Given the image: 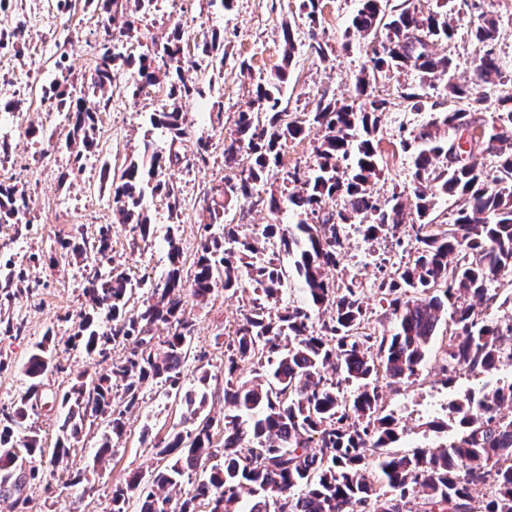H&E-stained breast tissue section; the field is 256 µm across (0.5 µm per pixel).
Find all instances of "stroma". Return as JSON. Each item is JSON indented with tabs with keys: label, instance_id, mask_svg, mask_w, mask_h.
<instances>
[{
	"label": "stroma",
	"instance_id": "1",
	"mask_svg": "<svg viewBox=\"0 0 512 512\" xmlns=\"http://www.w3.org/2000/svg\"><path fill=\"white\" fill-rule=\"evenodd\" d=\"M59 0H7L0 7V32L8 38L0 49V141L9 145L0 154V182L24 189L29 224L16 228L0 225V277L13 274L15 287L23 294L0 307V316L22 326L20 335L0 333V410L10 409L25 387L22 366L46 330H53V361L42 378V395L28 426L45 446H53L64 412L54 397L76 377L110 373L113 364L126 354L125 344L110 345L107 357L87 354L73 347L69 338L89 304L84 288L89 266L81 260L55 261L59 239L81 228L86 239L108 232L111 248L103 266H121L135 281L143 282L138 299L150 295L151 285L160 283L168 269V238H175L184 271H192L204 224L210 223L212 202L218 187L231 169L224 159L239 112L253 109L255 84L260 77L280 66L288 68V108L297 115L310 111L324 95L344 101L356 95L354 78L367 60L370 43L349 39L345 29L360 0H322L316 28H309L302 0H232L222 8L216 0H157L156 10L132 12L128 0H120L111 30H104L91 10L84 7L66 11ZM497 16L500 29L496 51L512 70V0H467L456 19L457 31L451 41L435 46L438 55L451 57L448 71L421 80L412 70L393 72L371 82V95L390 100L391 108L381 118L378 152L383 171L375 189L381 195L402 189L411 179V161L403 152L398 130H413L426 115L411 109L400 97L403 87L425 84L433 100H441L447 84L469 83L474 47L469 36L471 20L481 13ZM294 32L295 50L291 64H284L283 26ZM183 34V54L192 66L186 73L197 90L183 105L188 138L183 145L188 166L177 168L172 180L181 205L170 210L160 196H145L142 208L150 232L135 237L130 225L121 223L112 203V193L102 180L104 167L120 170L126 159L144 149L168 146L164 129L152 127L150 113L167 109L165 85L134 93L133 68L122 67L109 94L107 108H99V94H86L84 101L97 112L96 154L87 156L82 170H75V148L66 144L70 130L62 113L42 99L44 86L58 82L64 87L82 86L89 81L106 37L132 55H140L164 42L173 30ZM219 38L224 55L222 71H213L197 60V44ZM328 46L326 58L311 54V40ZM311 130L301 141L289 142L284 165L267 176L265 188L286 189L284 171L316 162L314 148L320 138ZM209 144L205 156H198V140ZM344 270L362 284L361 296L369 320L377 329L391 326L385 304L379 303L372 283L382 258H399L394 237L365 242L356 232L344 241ZM254 295L225 294L215 286L204 302L186 297V315L195 325L194 356L182 369L186 387L196 386L200 370H207L210 397L205 406L215 417L224 414V341L232 334L243 314L253 307ZM483 377L462 374L446 385L438 352H431L416 379L385 386L389 410L399 425L400 438L390 453L409 454L419 448L446 443L451 430H437L431 423L447 419L449 402L467 391L479 390ZM183 410L168 399L160 387L142 388L138 407L124 416L125 434L115 441L104 459H97L99 442L106 430L104 420L86 424L72 454L73 468L84 471L82 483L67 484L61 468L41 462V479L28 481L20 495L28 501L27 512H111L112 489L135 473H148L158 464L155 448L167 441L173 430L193 429L183 420Z\"/></svg>",
	"mask_w": 512,
	"mask_h": 512
}]
</instances>
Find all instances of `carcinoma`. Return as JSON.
Returning a JSON list of instances; mask_svg holds the SVG:
<instances>
[{"instance_id":"1","label":"carcinoma","mask_w":512,"mask_h":512,"mask_svg":"<svg viewBox=\"0 0 512 512\" xmlns=\"http://www.w3.org/2000/svg\"><path fill=\"white\" fill-rule=\"evenodd\" d=\"M104 29L112 26L113 0H86ZM389 0H361L346 29L348 37L377 38L385 30L383 51L368 55L367 65L356 77V92L366 93L369 77L412 69L421 79L450 69L448 57L436 56L431 47L455 35L452 25L456 0H435L422 12L412 0L387 8ZM499 19L482 14L471 28L475 45L472 71L486 85L503 82L507 71L494 51ZM285 44L280 67L269 79L256 84V112H240L236 136L224 148L225 162L241 167L224 179V197L241 199L276 215L288 208L297 222L288 227L281 242L289 258L284 266L264 258L267 240L279 225H265L261 232L246 225H204L193 275H183L181 253L175 237L168 239L169 269L162 285L152 289L151 300L137 314H128L134 282L118 266L97 271L84 293L92 312L85 315L72 336L73 344L89 354L106 357L108 345L129 346L124 361L112 366V375L90 382L77 378L59 397L67 414L60 426L51 463L64 465L69 484L83 481L84 472L70 470L71 442L82 433L87 418L107 420L98 455L112 450L123 436L124 412L139 404L142 387L159 384L164 394L178 398L192 430L174 433L157 449L162 465L145 476L135 473L112 488V512H406L410 497L424 494L427 512H476L471 487L486 486L489 497L481 512H512V415L501 407L512 405V378L499 379L479 394L469 393L448 405V428H461L445 445L393 455L379 449L399 438L394 415L387 411L383 381L409 380L418 375L439 335L441 325L453 329L441 339L440 369L448 385L457 374L491 376L512 366V318L492 322L483 310L512 308V293L496 287L505 271H512V95L497 100L496 115L487 120L486 98L475 96L466 85L450 83L448 104L428 102L424 85L401 91L411 108L428 113L427 120L410 132L399 129L402 150L412 163L408 192H394L382 199L373 186L382 174L377 151L381 115L390 102L385 98L340 103L322 96L304 118H293L283 106L286 64L294 51V35L282 29ZM183 34L174 30L160 57H138L133 93L166 82L169 108L150 115V123L167 130L166 152L144 151L132 158L119 177L103 169L110 183L112 202L124 223L133 224L141 236L149 227L141 202L149 191L165 197L174 209L179 199L168 171L182 164L176 144L187 136L182 100L194 91L185 78L187 60L182 55ZM133 60L117 45L102 48L90 79V88L105 92L112 87L115 70ZM43 97L65 114L70 126L67 144H79L77 158L97 147L96 113L84 107L82 94L58 85L44 89ZM322 131L315 147L316 163L287 172L294 190L275 196L264 189L265 176L282 166L283 150L290 141L303 140L311 129ZM481 134L462 139L464 131ZM486 153L495 165L486 169L477 155ZM439 197L453 199V222L433 226L430 215ZM337 201L336 209L323 208L325 199ZM412 201L417 222H405L407 201ZM27 209L25 192L0 184V224H19ZM367 241L407 226L405 233L416 247L407 260L394 262L374 287L386 303L391 329L379 332L370 326L360 283L342 276L343 237L347 227ZM108 233L95 243L77 234L59 241V255L81 261L97 254L104 259ZM301 283L307 304L321 310L319 328L310 322L307 309L287 307L275 315L261 305L243 315L228 337L224 417L217 421L201 416L207 401L208 373L198 377L200 389L186 390L182 369L191 345L193 323L185 315V292L204 301L217 282L235 293L247 287L270 299L290 278ZM464 294L473 303L453 302ZM106 313L108 324L95 325ZM169 329L166 339L155 343L153 330ZM51 361L48 347L37 344L23 366L27 381L13 409L0 412V482L14 477L6 466L15 445L28 449L31 466L23 473L35 480L44 446L25 423L38 401L42 377ZM334 377H326V371ZM123 383L122 410L112 408V380ZM224 430L222 449L213 443V428ZM378 452L373 462L367 451ZM222 453L206 477L179 498L172 491L187 472L204 469L205 461Z\"/></svg>"}]
</instances>
